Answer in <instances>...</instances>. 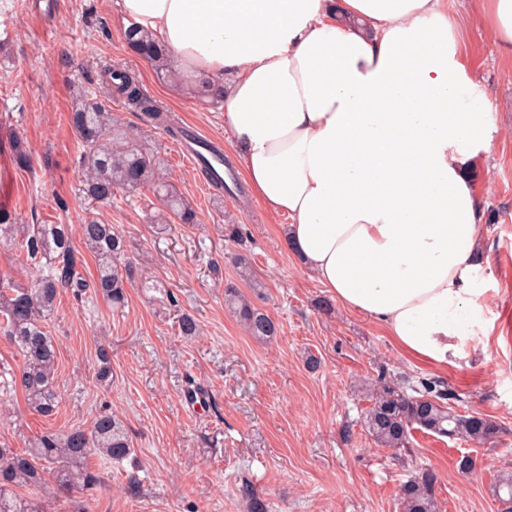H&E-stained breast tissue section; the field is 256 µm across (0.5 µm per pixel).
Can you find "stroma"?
I'll return each mask as SVG.
<instances>
[{
    "label": "stroma",
    "mask_w": 512,
    "mask_h": 512,
    "mask_svg": "<svg viewBox=\"0 0 512 512\" xmlns=\"http://www.w3.org/2000/svg\"><path fill=\"white\" fill-rule=\"evenodd\" d=\"M127 25L116 0H0V193L7 211L25 224L76 228L94 218L115 225L132 262L122 308L62 294L48 321L58 344L59 412L40 417L22 394L11 395L0 443L19 449L27 435L88 428L108 411L122 415L134 452L120 463L90 458L106 482L92 512H249L245 484L265 512H400V487L419 466L438 475L441 512H500L493 485L501 471H512V66L500 59L492 35L473 22L464 36L471 77L498 126L488 151L468 166L485 202L480 234L488 261L474 285L484 291L490 336L485 345L463 346L448 367L432 368L336 301L284 245L283 218L268 215L247 189L217 197L180 156L176 139L120 98L106 100L107 110L137 129L160 179L192 204L198 221L163 215L148 188L117 193L108 204L85 197L69 115L78 90H99L115 65L138 73L161 110L235 158L219 108L186 75L159 80L149 63L129 54ZM15 136L27 142L32 169L13 165L8 145ZM229 218L243 225L254 271L266 284L259 305L278 326L266 344L224 306L225 284L238 279L224 259ZM183 313L197 320L200 335H180ZM100 344L112 352L108 386L95 379ZM310 356L317 368L307 366ZM383 368L447 381L464 397L459 411L499 424L496 447L421 432L403 457L377 447L361 420L369 405L364 387ZM193 389L206 395L204 406L187 398ZM464 456L475 463L466 476L458 470Z\"/></svg>",
    "instance_id": "1"
}]
</instances>
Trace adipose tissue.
<instances>
[{
    "mask_svg": "<svg viewBox=\"0 0 512 512\" xmlns=\"http://www.w3.org/2000/svg\"><path fill=\"white\" fill-rule=\"evenodd\" d=\"M219 96L237 163L344 307L409 357L485 337L484 203L464 174L498 127L444 0H118ZM512 63V0H473Z\"/></svg>",
    "mask_w": 512,
    "mask_h": 512,
    "instance_id": "adipose-tissue-1",
    "label": "adipose tissue"
}]
</instances>
